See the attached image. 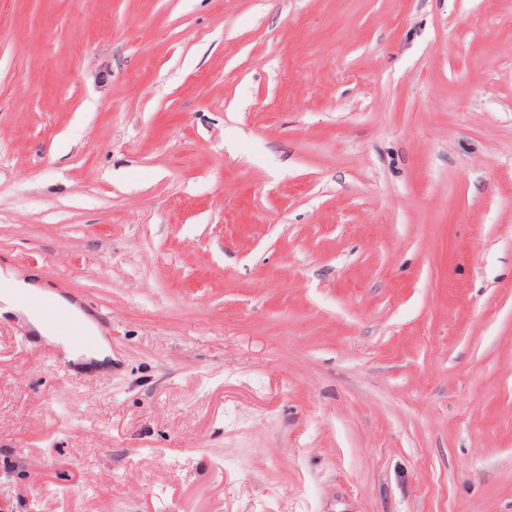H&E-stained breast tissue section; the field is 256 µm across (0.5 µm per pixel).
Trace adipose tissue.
I'll return each mask as SVG.
<instances>
[{
	"mask_svg": "<svg viewBox=\"0 0 512 512\" xmlns=\"http://www.w3.org/2000/svg\"><path fill=\"white\" fill-rule=\"evenodd\" d=\"M48 289L44 284L34 278L18 272H11L0 277V312L20 315L29 328L46 341L62 345L72 360L91 363L99 367H108L112 364V352L104 339L99 336L97 324L77 305L64 296H57V304L68 311L74 318L78 332L71 336L57 335L52 324L41 314L17 306L16 298L20 295H44ZM95 337L94 345L87 346L82 342L83 337Z\"/></svg>",
	"mask_w": 512,
	"mask_h": 512,
	"instance_id": "ef3b65f1",
	"label": "adipose tissue"
}]
</instances>
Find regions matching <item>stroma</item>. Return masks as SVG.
<instances>
[{"instance_id":"35a3bbf8","label":"stroma","mask_w":512,"mask_h":512,"mask_svg":"<svg viewBox=\"0 0 512 512\" xmlns=\"http://www.w3.org/2000/svg\"><path fill=\"white\" fill-rule=\"evenodd\" d=\"M0 512H512V0H0ZM35 280L18 272H10L2 275L0 272V316L2 314H18L28 324L29 328L40 335L48 342L62 345L72 360L83 363H93L98 367L112 366V351L100 335L97 324L77 305L70 302L58 292L51 291ZM49 295L55 299L57 304L68 311L78 327V332L71 336H57L52 324L43 316L51 320L62 334H67L75 328L72 318L60 309L57 304L48 296L30 298L21 296L18 298L17 306L15 301L19 295ZM35 308L41 314L24 308ZM79 336H87L92 340L96 336V343L92 346H85Z\"/></svg>"}]
</instances>
